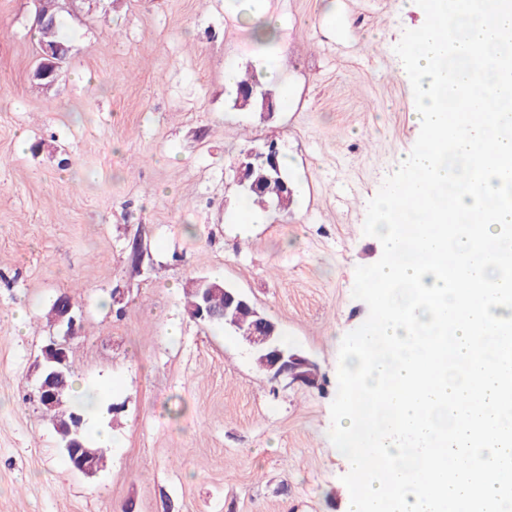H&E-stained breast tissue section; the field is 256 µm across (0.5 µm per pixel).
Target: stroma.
<instances>
[{
    "mask_svg": "<svg viewBox=\"0 0 512 512\" xmlns=\"http://www.w3.org/2000/svg\"><path fill=\"white\" fill-rule=\"evenodd\" d=\"M267 12L288 37L264 47ZM33 18L31 0H0V512H346L330 406L341 341L368 317L355 270L381 257L367 205L419 135L394 52L419 13L77 0L51 83L33 76ZM266 59L282 71L264 86L273 110L236 108L225 68ZM270 140L300 194L240 223L233 167ZM201 277L245 293L318 364L319 386L274 390L239 336L190 320L184 289ZM62 293L80 324L74 378L112 435L89 476L32 398Z\"/></svg>",
    "mask_w": 512,
    "mask_h": 512,
    "instance_id": "35a3bbf8",
    "label": "stroma"
}]
</instances>
